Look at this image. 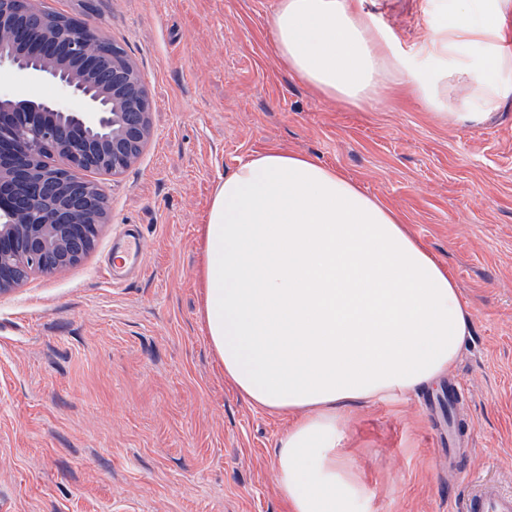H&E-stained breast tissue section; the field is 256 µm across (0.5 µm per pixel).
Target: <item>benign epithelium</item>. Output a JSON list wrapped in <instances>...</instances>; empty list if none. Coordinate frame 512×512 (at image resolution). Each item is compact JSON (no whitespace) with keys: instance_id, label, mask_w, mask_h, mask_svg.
<instances>
[{"instance_id":"1","label":"benign epithelium","mask_w":512,"mask_h":512,"mask_svg":"<svg viewBox=\"0 0 512 512\" xmlns=\"http://www.w3.org/2000/svg\"><path fill=\"white\" fill-rule=\"evenodd\" d=\"M35 0H0V75L49 81L58 96L35 102L0 83V290L16 272L52 273L82 259L106 223L102 191L80 173L117 175L150 135V100L137 68L116 47L98 78L102 49L69 18L33 36Z\"/></svg>"}]
</instances>
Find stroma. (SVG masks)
I'll list each match as a JSON object with an SVG mask.
<instances>
[{
	"label": "stroma",
	"mask_w": 512,
	"mask_h": 512,
	"mask_svg": "<svg viewBox=\"0 0 512 512\" xmlns=\"http://www.w3.org/2000/svg\"><path fill=\"white\" fill-rule=\"evenodd\" d=\"M450 0H366L415 51ZM278 0H40L123 47L151 133L108 199L94 248L0 292V512H285L273 448L284 418L224 379L201 317V227L216 185L276 146L317 158L396 209L448 266L472 335L448 378L357 406L342 446L372 512H462L472 483L512 490V97L478 126L410 96L354 108L288 72L268 35ZM143 270L109 279L124 235ZM456 380L469 453L448 466L427 399Z\"/></svg>",
	"instance_id": "obj_1"
}]
</instances>
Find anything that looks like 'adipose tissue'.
<instances>
[{"label":"adipose tissue","instance_id":"obj_1","mask_svg":"<svg viewBox=\"0 0 512 512\" xmlns=\"http://www.w3.org/2000/svg\"><path fill=\"white\" fill-rule=\"evenodd\" d=\"M268 33L289 72L353 107L395 82L475 125L512 96V0H452L413 56L363 0H279ZM202 237V318L224 378L291 420L274 448L289 512H370L341 447L348 415L448 373L472 329L458 283L395 210L276 148L220 180Z\"/></svg>","mask_w":512,"mask_h":512}]
</instances>
